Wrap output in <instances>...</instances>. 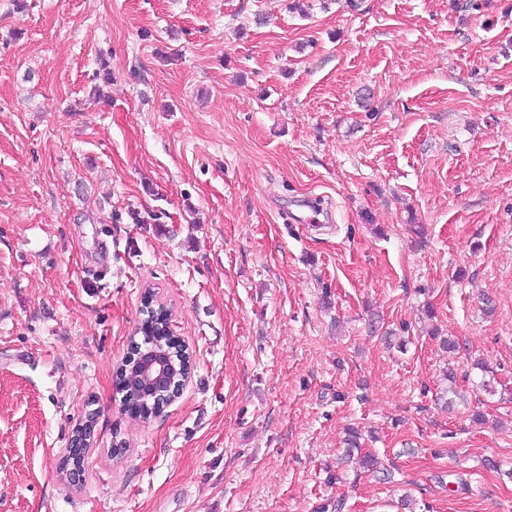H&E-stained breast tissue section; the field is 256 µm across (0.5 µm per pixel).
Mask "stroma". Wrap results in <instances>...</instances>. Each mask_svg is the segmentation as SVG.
Wrapping results in <instances>:
<instances>
[{"label":"stroma","mask_w":512,"mask_h":512,"mask_svg":"<svg viewBox=\"0 0 512 512\" xmlns=\"http://www.w3.org/2000/svg\"><path fill=\"white\" fill-rule=\"evenodd\" d=\"M301 1L0 0V512H512V0ZM148 288L194 361L139 425ZM77 427L82 429V434L78 436L71 434L67 448H64L61 452L59 467V476L62 480L68 478L70 481V478L73 477L76 483L80 481V477L83 476L85 457L91 451L95 432V427L93 428L91 420H85L83 423H79L75 429ZM80 438L82 439L80 440ZM84 448L89 449L84 450ZM72 472L74 473L72 474ZM360 433L356 429L349 430L347 438L344 440L345 449L343 452V462L354 463L355 468L359 471H374L378 461L371 454L361 453L359 444Z\"/></svg>","instance_id":"1"}]
</instances>
